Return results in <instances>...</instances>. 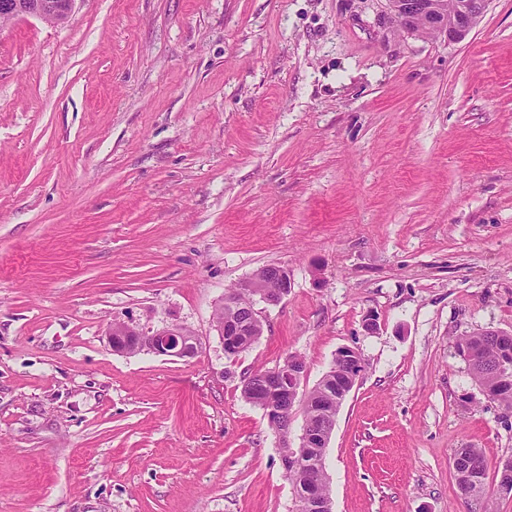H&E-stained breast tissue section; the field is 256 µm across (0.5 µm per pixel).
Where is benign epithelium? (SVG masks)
<instances>
[{
	"instance_id": "benign-epithelium-1",
	"label": "benign epithelium",
	"mask_w": 512,
	"mask_h": 512,
	"mask_svg": "<svg viewBox=\"0 0 512 512\" xmlns=\"http://www.w3.org/2000/svg\"><path fill=\"white\" fill-rule=\"evenodd\" d=\"M76 0H0V20H13L22 16H36L47 22L61 24L72 12ZM389 13L399 22L403 30L415 34L443 35L450 41L464 39L475 28L478 20L486 11L489 0H454L448 6V0H385ZM290 287L288 269L269 263L249 278L239 282L237 287L224 294L225 305L235 303L237 289L247 288L259 301L267 305L279 304L287 295ZM107 342L114 336H131L135 342V353L194 358L202 352V343L186 327L172 324L156 330H143L125 322L110 325L105 330ZM342 363L340 377L336 379L339 389L336 393V406H341L363 372L364 363L359 352L351 347H343L336 353ZM304 369L294 360L273 370V378L279 384V390L288 405L270 400L266 404L265 415L270 422L285 420L292 422L296 412H305L306 391L301 381ZM334 426L328 422L317 428L308 418H303L302 434L298 448L282 459V465H294L301 455V449L314 444L328 443ZM314 498L319 512H333L332 500L325 494V477L319 474L314 484Z\"/></svg>"
}]
</instances>
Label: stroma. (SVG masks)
Here are the masks:
<instances>
[{
	"label": "stroma",
	"mask_w": 512,
	"mask_h": 512,
	"mask_svg": "<svg viewBox=\"0 0 512 512\" xmlns=\"http://www.w3.org/2000/svg\"><path fill=\"white\" fill-rule=\"evenodd\" d=\"M287 268L261 338L213 314ZM376 315L377 333L364 330ZM179 324L195 358L112 351ZM512 333V0L462 41L384 0H77L0 23V512H293L245 373L365 370L324 462L333 512H512L452 459H512V408L455 340ZM268 280L279 281L281 285L280 288H290V280L287 268L277 263H269L259 268L249 278L239 282L235 288L227 290L224 294L223 303H225L226 306L232 307L235 303L237 290L240 288L238 290L236 299L239 306L241 307V311L237 312L236 316L239 313H243L244 318H249V326L246 329V333L249 336L236 335L239 333V324H237L235 321H230L226 325L224 324V334L221 336L223 342L224 335L237 336L238 338L237 344L240 346V350L232 353L233 356H236L250 348L260 339L263 334V323L260 319L256 318L259 315V312L255 309V303L252 310V295L247 289L253 293L254 297H258L259 301L267 305H278L284 296L287 295L285 290L275 293L270 292V290L266 287ZM251 310L253 311L254 318L252 317ZM460 455H464L465 461H472L474 464L473 480L464 487L460 481L457 480L458 488L465 496L474 497L485 494L486 480H487V462L483 453L477 448H459L453 456L454 459Z\"/></svg>",
	"instance_id": "obj_1"
}]
</instances>
